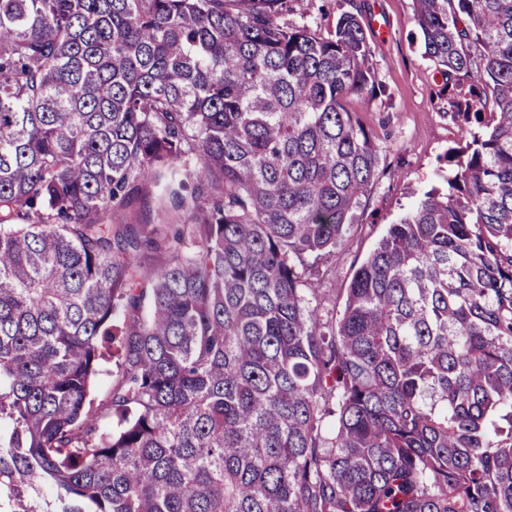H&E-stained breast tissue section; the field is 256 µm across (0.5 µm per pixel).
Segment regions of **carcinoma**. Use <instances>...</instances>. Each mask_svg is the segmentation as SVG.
<instances>
[{
    "label": "carcinoma",
    "mask_w": 512,
    "mask_h": 512,
    "mask_svg": "<svg viewBox=\"0 0 512 512\" xmlns=\"http://www.w3.org/2000/svg\"><path fill=\"white\" fill-rule=\"evenodd\" d=\"M413 4L461 143L324 319L378 168L359 14L0 0V512H512V0ZM104 360L101 361L103 373L96 379L92 390L94 406H104L107 403L110 386L119 382L120 354L116 346L110 352L104 351Z\"/></svg>",
    "instance_id": "carcinoma-1"
}]
</instances>
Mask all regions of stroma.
Instances as JSON below:
<instances>
[{
    "mask_svg": "<svg viewBox=\"0 0 512 512\" xmlns=\"http://www.w3.org/2000/svg\"><path fill=\"white\" fill-rule=\"evenodd\" d=\"M355 4L371 45L375 91L367 100H351L348 109L377 145L379 164L350 236L317 262L310 277L339 305L354 270L387 226L441 185L448 151L460 139L457 125L441 112L445 81L423 54L413 0H288L284 19L293 26L318 22L327 32Z\"/></svg>",
    "mask_w": 512,
    "mask_h": 512,
    "instance_id": "35a3bbf8",
    "label": "stroma"
}]
</instances>
